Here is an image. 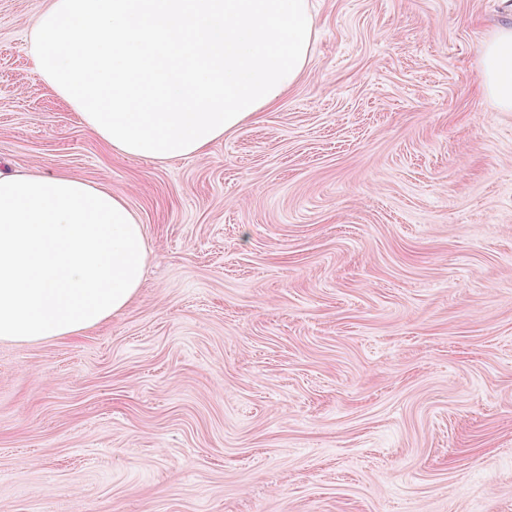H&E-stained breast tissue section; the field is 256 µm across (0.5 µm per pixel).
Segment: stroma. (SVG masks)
Masks as SVG:
<instances>
[{"label": "stroma", "instance_id": "stroma-1", "mask_svg": "<svg viewBox=\"0 0 512 512\" xmlns=\"http://www.w3.org/2000/svg\"><path fill=\"white\" fill-rule=\"evenodd\" d=\"M51 0H0V170L102 186L144 284L71 338L0 341V512H512L503 0H309L310 64L165 163L35 71ZM482 89L502 112H512V26L496 29L480 52Z\"/></svg>", "mask_w": 512, "mask_h": 512}]
</instances>
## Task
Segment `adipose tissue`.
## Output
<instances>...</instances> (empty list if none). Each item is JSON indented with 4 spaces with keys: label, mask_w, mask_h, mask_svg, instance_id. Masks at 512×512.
<instances>
[{
    "label": "adipose tissue",
    "mask_w": 512,
    "mask_h": 512,
    "mask_svg": "<svg viewBox=\"0 0 512 512\" xmlns=\"http://www.w3.org/2000/svg\"><path fill=\"white\" fill-rule=\"evenodd\" d=\"M309 0H52L29 42L42 77L112 150L168 161L206 150L296 84ZM482 89L512 112V26L480 52ZM146 232L111 190L0 172V340L72 337L138 294Z\"/></svg>",
    "instance_id": "1"
}]
</instances>
